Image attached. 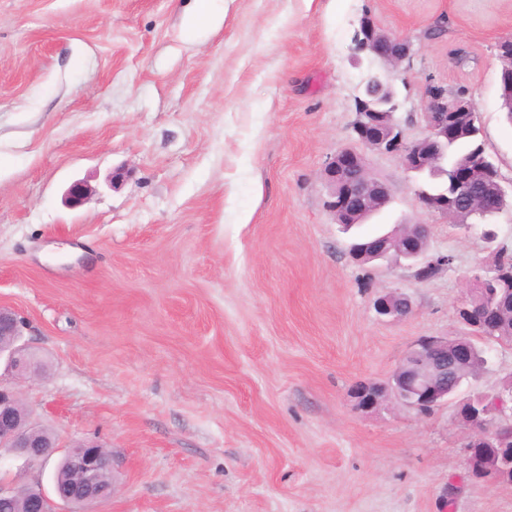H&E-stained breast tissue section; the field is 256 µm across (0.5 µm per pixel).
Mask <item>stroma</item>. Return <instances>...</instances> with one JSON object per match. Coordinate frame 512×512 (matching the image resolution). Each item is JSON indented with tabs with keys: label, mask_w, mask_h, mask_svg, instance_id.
<instances>
[{
	"label": "stroma",
	"mask_w": 512,
	"mask_h": 512,
	"mask_svg": "<svg viewBox=\"0 0 512 512\" xmlns=\"http://www.w3.org/2000/svg\"><path fill=\"white\" fill-rule=\"evenodd\" d=\"M192 2L0 0V305L49 363L20 386L32 422L107 446L103 512H512L511 486L470 478L455 404L350 396L421 337L462 334L466 278L512 250V206L487 243L425 212L397 156L367 154L392 186L374 223L426 224L453 257L422 281L354 263L322 183L380 67L353 50L366 15L419 47L392 73L408 137L443 86L511 180L495 45L512 0H215L190 31ZM390 288L414 303L403 321L374 314ZM487 357L469 389L512 374V344Z\"/></svg>",
	"instance_id": "stroma-1"
}]
</instances>
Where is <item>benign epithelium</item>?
Masks as SVG:
<instances>
[{"mask_svg":"<svg viewBox=\"0 0 512 512\" xmlns=\"http://www.w3.org/2000/svg\"><path fill=\"white\" fill-rule=\"evenodd\" d=\"M355 50L381 61L386 69L370 71L362 84L361 95L355 99L356 118L353 131L359 144L379 154L399 156L404 171L420 178L423 173L431 177L452 176L449 188L431 193L414 185L415 195L425 211L448 216L455 208V199L469 185L474 171L469 166L448 167V144L458 136L457 126L448 120L454 112L473 113V103L462 96L450 98L445 88L428 87L422 105L425 134L408 139L404 123L398 116L400 104L393 82L387 71L396 70L416 52L415 44L407 36H400L380 29L369 17H364L354 34ZM479 169L493 180V188L478 199L477 210L483 215H497L507 205L508 189L503 185L499 170L487 157L478 159ZM327 191L326 206L338 224H354L356 218H368L384 207L391 199L389 183L375 176L367 167L363 154L353 147L342 148L329 158L324 174ZM350 257L361 260L364 254L374 261H401L419 271L434 262L428 256V228L425 224H400L381 233L366 243L354 241L349 246ZM512 273L503 267L489 265L477 269L471 278V288L462 312L469 321H476L478 313L490 309L486 293L489 282L506 283ZM378 317L400 321L412 312L411 300L398 289H388L373 304ZM24 321L9 309L0 306V335L21 338ZM474 357L469 342H461L448 349V337L429 336L417 340L406 353L402 363L393 372L388 383L359 384L353 391L357 406L373 410L387 401L419 412H429L448 403V375L454 366H465ZM17 375L26 378L38 376L41 371L34 361V352L24 343L0 349V359ZM503 403V394L476 392L460 404L463 422L484 442L495 449L496 464L484 479L499 482L512 478V425L502 428L473 412L487 400ZM21 403L17 390L0 383V459L19 457L29 465L43 464L58 447L56 440L41 441L34 436L38 430L29 419L18 412ZM105 445L97 440H87L77 450L78 478L74 481L78 493H67L53 487L48 496L40 484L13 480L0 481V504L12 507L26 501L35 512H54L53 500L64 505H78L83 512H98V507L112 498L114 486L99 483L100 471L113 466L112 455L106 454Z\"/></svg>","mask_w":512,"mask_h":512,"instance_id":"benign-epithelium-1","label":"benign epithelium"}]
</instances>
